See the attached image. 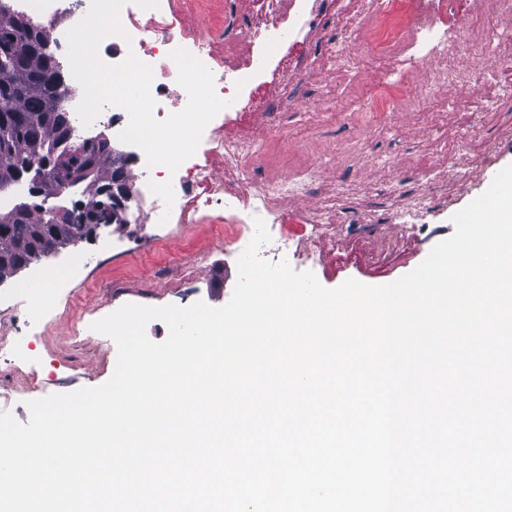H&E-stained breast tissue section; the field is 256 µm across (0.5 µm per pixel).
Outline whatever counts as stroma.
Listing matches in <instances>:
<instances>
[{"mask_svg":"<svg viewBox=\"0 0 512 512\" xmlns=\"http://www.w3.org/2000/svg\"><path fill=\"white\" fill-rule=\"evenodd\" d=\"M313 116L309 139L282 142L267 133L262 150L277 174L300 167L316 168L324 181L346 182L348 210L315 244L317 264L301 263L319 283L336 288L353 278L367 285L391 283L415 269L439 241L454 232L452 216L486 191L488 181L512 164V110L486 114V132L503 148L493 165L476 169L456 183L451 198L435 196L428 223L406 228L398 224L380 193L388 181L412 188L419 165L432 162L448 137L442 112L449 101L464 103L467 89L450 84L439 89L421 112L393 113L386 124L351 119L346 103L329 96L336 83L332 70L310 77ZM89 257L86 269L70 287L47 290L45 302L54 314L33 337L34 367L0 368V412L28 422L27 401L54 393L97 387L112 376L117 347L112 338L93 331V322L127 303L186 307L196 301L219 307L230 298L237 281V256L211 224H134L128 230L102 229L97 240L81 243L33 262L0 282V342L27 329L33 313L28 298L15 296L14 286L37 273L65 266L74 254ZM188 264L193 273L183 285L164 278L165 266Z\"/></svg>","mask_w":512,"mask_h":512,"instance_id":"obj_1","label":"stroma"}]
</instances>
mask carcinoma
<instances>
[{
  "label": "carcinoma",
  "instance_id": "cac0c4a2",
  "mask_svg": "<svg viewBox=\"0 0 512 512\" xmlns=\"http://www.w3.org/2000/svg\"><path fill=\"white\" fill-rule=\"evenodd\" d=\"M45 35L36 26L21 28L6 0H0V114L23 117L20 123H0V180L16 178L27 165L79 150L70 143L72 120L63 106L65 85L57 83L42 65L41 37ZM76 160L92 172L82 198L69 208L70 222L53 224L56 235L64 240L81 224V207L108 200L107 191L116 175L112 143L106 139ZM52 221L53 212L37 202H23L0 213V282L39 259L42 229Z\"/></svg>",
  "mask_w": 512,
  "mask_h": 512
}]
</instances>
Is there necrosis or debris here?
Instances as JSON below:
<instances>
[{
	"instance_id": "obj_1",
	"label": "necrosis or debris",
	"mask_w": 512,
	"mask_h": 512,
	"mask_svg": "<svg viewBox=\"0 0 512 512\" xmlns=\"http://www.w3.org/2000/svg\"><path fill=\"white\" fill-rule=\"evenodd\" d=\"M14 16L32 23L62 24L86 14L91 0H14ZM394 0H250L240 11L235 0H159L144 10L128 0L120 18L125 36L104 38L98 48L109 64L128 53L153 69L154 115L166 119L183 110L188 95L177 82L170 54L183 48L212 72L217 95L229 102L207 125L194 156L176 172L161 165L142 167L134 184L138 197L148 195L149 182H172L173 206L155 200V217L173 224H219L225 239L245 250L262 219L271 237L268 249L290 261L311 251V240L277 233L284 224L280 200L322 198L323 204L303 216L314 231L336 220L334 201L340 190L326 184L313 169L286 177L272 174L259 160L261 133L275 130L301 137V124H289L288 104H304L308 78L319 66L334 67L356 82L365 61H373L378 85L388 90L381 100L359 97L356 109L376 120L395 112L417 110L422 100L448 83L471 82L468 59H490L483 85L466 107L472 122L459 125L451 145L441 147L435 162L418 175L410 207L397 210L405 225L423 223L431 210V194L443 179H467L489 163L500 143L487 136L483 115L512 105V0H406L400 25L404 38L382 44L366 42L370 21L389 12ZM479 26L481 37L465 34Z\"/></svg>"
}]
</instances>
